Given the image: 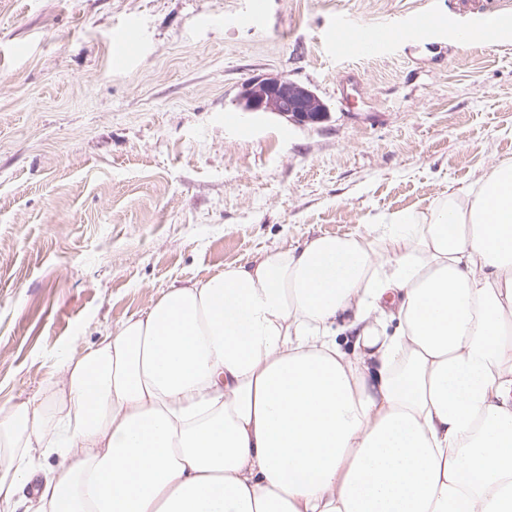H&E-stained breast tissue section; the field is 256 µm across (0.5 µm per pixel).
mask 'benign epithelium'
I'll list each match as a JSON object with an SVG mask.
<instances>
[{"label": "benign epithelium", "mask_w": 512, "mask_h": 512, "mask_svg": "<svg viewBox=\"0 0 512 512\" xmlns=\"http://www.w3.org/2000/svg\"><path fill=\"white\" fill-rule=\"evenodd\" d=\"M239 104L246 112H273L297 123L318 122L327 108L310 89L282 77H254L243 84Z\"/></svg>", "instance_id": "1"}]
</instances>
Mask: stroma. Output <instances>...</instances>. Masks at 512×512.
I'll return each instance as SVG.
<instances>
[{"mask_svg": "<svg viewBox=\"0 0 512 512\" xmlns=\"http://www.w3.org/2000/svg\"><path fill=\"white\" fill-rule=\"evenodd\" d=\"M0 0V404L40 394L176 282L421 211L512 160V43L346 59L337 17L469 20L512 0ZM132 28L121 67L112 33ZM283 76L316 123L245 112ZM239 104L245 112H273L297 123L318 122L327 108L310 89L282 77H254L243 84Z\"/></svg>", "mask_w": 512, "mask_h": 512, "instance_id": "stroma-1", "label": "stroma"}]
</instances>
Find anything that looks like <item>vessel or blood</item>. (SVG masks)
Instances as JSON below:
<instances>
[{"instance_id":"vessel-or-blood-1","label":"vessel or blood","mask_w":512,"mask_h":512,"mask_svg":"<svg viewBox=\"0 0 512 512\" xmlns=\"http://www.w3.org/2000/svg\"><path fill=\"white\" fill-rule=\"evenodd\" d=\"M448 32L466 44L495 46L512 41V14L499 12L482 15L467 26L458 25L452 17L428 12L408 24L357 23L338 18L329 32V41L336 53L345 58L376 54L382 47L412 38H425Z\"/></svg>"}]
</instances>
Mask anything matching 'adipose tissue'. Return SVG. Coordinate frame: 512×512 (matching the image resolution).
I'll list each match as a JSON object with an SVG mask.
<instances>
[{"mask_svg":"<svg viewBox=\"0 0 512 512\" xmlns=\"http://www.w3.org/2000/svg\"><path fill=\"white\" fill-rule=\"evenodd\" d=\"M46 455L28 512H512V163L172 287L0 408L5 512Z\"/></svg>","mask_w":512,"mask_h":512,"instance_id":"obj_1","label":"adipose tissue"}]
</instances>
